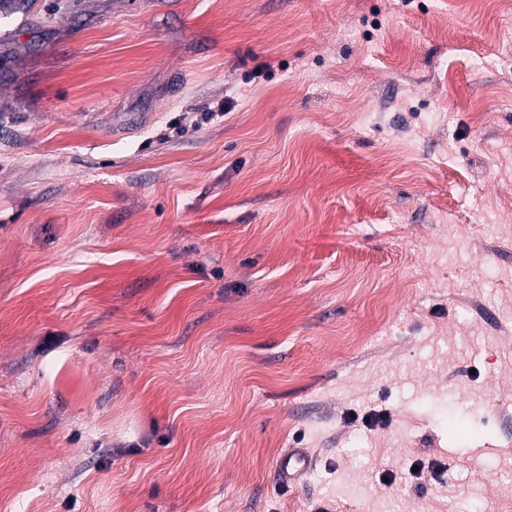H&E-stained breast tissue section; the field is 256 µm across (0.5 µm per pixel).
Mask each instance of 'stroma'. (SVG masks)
<instances>
[{
    "label": "stroma",
    "mask_w": 512,
    "mask_h": 512,
    "mask_svg": "<svg viewBox=\"0 0 512 512\" xmlns=\"http://www.w3.org/2000/svg\"><path fill=\"white\" fill-rule=\"evenodd\" d=\"M35 2L0 512H512V4ZM312 455L305 448H291L274 463L270 478L275 486L288 487L291 473L305 474L312 464Z\"/></svg>",
    "instance_id": "stroma-1"
}]
</instances>
